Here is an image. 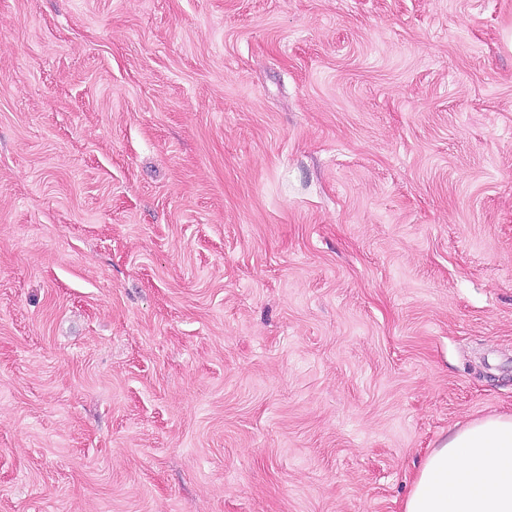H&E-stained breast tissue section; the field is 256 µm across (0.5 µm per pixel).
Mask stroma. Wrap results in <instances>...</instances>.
Wrapping results in <instances>:
<instances>
[{
    "mask_svg": "<svg viewBox=\"0 0 512 512\" xmlns=\"http://www.w3.org/2000/svg\"><path fill=\"white\" fill-rule=\"evenodd\" d=\"M512 0H0V512H401L512 413Z\"/></svg>",
    "mask_w": 512,
    "mask_h": 512,
    "instance_id": "obj_1",
    "label": "stroma"
}]
</instances>
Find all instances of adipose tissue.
<instances>
[{"instance_id":"ef3b65f1","label":"adipose tissue","mask_w":512,"mask_h":512,"mask_svg":"<svg viewBox=\"0 0 512 512\" xmlns=\"http://www.w3.org/2000/svg\"><path fill=\"white\" fill-rule=\"evenodd\" d=\"M402 512H512V413L466 423L431 449Z\"/></svg>"}]
</instances>
